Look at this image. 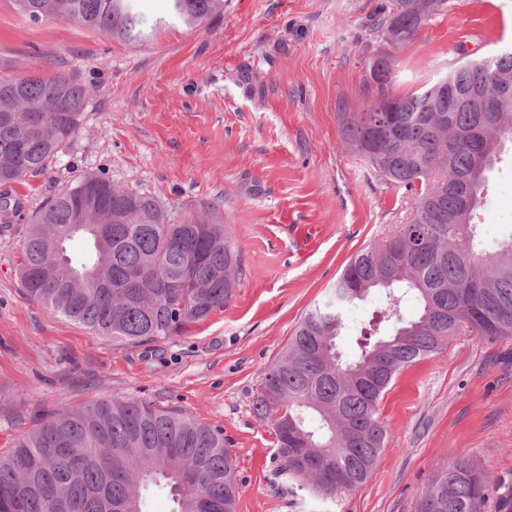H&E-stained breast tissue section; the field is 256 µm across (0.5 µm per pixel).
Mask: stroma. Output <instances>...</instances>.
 Returning <instances> with one entry per match:
<instances>
[{
	"label": "stroma",
	"mask_w": 512,
	"mask_h": 512,
	"mask_svg": "<svg viewBox=\"0 0 512 512\" xmlns=\"http://www.w3.org/2000/svg\"><path fill=\"white\" fill-rule=\"evenodd\" d=\"M385 0H224L204 26L138 0L151 29L121 40L81 23L34 22L0 0V77L62 73L95 91L49 173L0 184L18 202L0 228V451L47 416L129 396L224 435L237 512H417L435 470L469 458L512 494V339L454 337L402 369L378 405L383 448L366 485L336 502L284 480L270 420L252 401L304 314L351 256L406 223L413 198L342 145L341 115L365 109L367 61L393 62V91L419 89L458 61L512 42V0H451L405 44L372 27ZM84 175L153 196L175 217L213 207L241 254L224 309L180 336L125 343L29 301L18 260L32 211ZM479 228L512 236V156L489 173ZM384 301L344 313L343 359Z\"/></svg>",
	"instance_id": "obj_1"
}]
</instances>
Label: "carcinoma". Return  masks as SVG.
<instances>
[{
	"instance_id": "obj_1",
	"label": "carcinoma",
	"mask_w": 512,
	"mask_h": 512,
	"mask_svg": "<svg viewBox=\"0 0 512 512\" xmlns=\"http://www.w3.org/2000/svg\"><path fill=\"white\" fill-rule=\"evenodd\" d=\"M173 17L200 26L223 0H170ZM34 22L69 18L117 39L144 36L134 0H15ZM427 20L417 0H389L373 28L401 43ZM370 104L342 114L345 144L379 176L413 195L409 220L349 260L327 299L310 309L253 399L271 420L281 470L314 497L336 501L368 482L385 431L377 405L403 367L435 356L455 336H512V237L488 251L474 217L501 143L512 141V101L495 95L493 77H512V45L446 71L461 91L487 86V112L448 111L429 83L409 95L393 77L372 75ZM89 87L66 74L36 71L0 79V184L51 170L80 126ZM389 108L378 112V104ZM82 239L80 257L57 252L59 239ZM19 277L27 299L51 314L115 341L138 343L182 334L224 308L240 259L224 224L207 207L176 222L153 197L83 176L33 210ZM93 273L66 285L67 267ZM385 290L377 324L386 334L336 356L342 312L371 290ZM419 305L401 317L407 296ZM163 484L173 512H235V461L224 435L185 414L135 397L55 413L0 452V512H143L141 490ZM490 482L467 458L440 467L418 512H485Z\"/></svg>"
}]
</instances>
